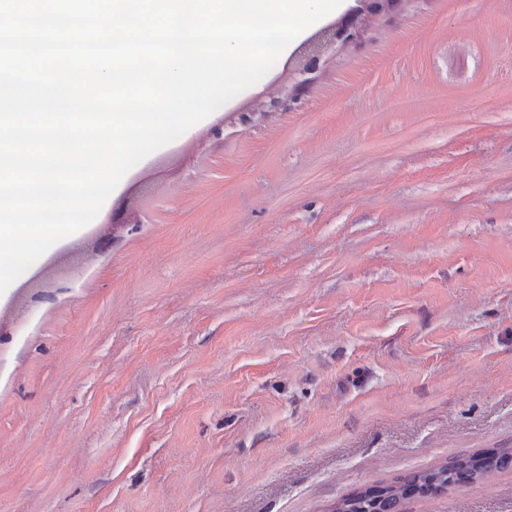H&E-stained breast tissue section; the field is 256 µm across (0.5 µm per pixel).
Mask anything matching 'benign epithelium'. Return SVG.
<instances>
[{"instance_id":"benign-epithelium-1","label":"benign epithelium","mask_w":512,"mask_h":512,"mask_svg":"<svg viewBox=\"0 0 512 512\" xmlns=\"http://www.w3.org/2000/svg\"><path fill=\"white\" fill-rule=\"evenodd\" d=\"M392 7L391 0H351V5L338 19L303 43L289 59V70L301 77L296 86L308 82V75L319 67L330 50L358 42L366 30L368 18L386 13Z\"/></svg>"}]
</instances>
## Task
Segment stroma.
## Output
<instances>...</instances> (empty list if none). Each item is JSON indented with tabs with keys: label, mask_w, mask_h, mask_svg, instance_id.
<instances>
[{
	"label": "stroma",
	"mask_w": 512,
	"mask_h": 512,
	"mask_svg": "<svg viewBox=\"0 0 512 512\" xmlns=\"http://www.w3.org/2000/svg\"><path fill=\"white\" fill-rule=\"evenodd\" d=\"M294 83L0 294V512H331L512 448V0H401ZM402 512H512V470Z\"/></svg>",
	"instance_id": "obj_1"
}]
</instances>
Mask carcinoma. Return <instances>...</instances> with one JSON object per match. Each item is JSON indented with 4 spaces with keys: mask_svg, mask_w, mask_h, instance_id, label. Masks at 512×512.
I'll return each mask as SVG.
<instances>
[{
    "mask_svg": "<svg viewBox=\"0 0 512 512\" xmlns=\"http://www.w3.org/2000/svg\"><path fill=\"white\" fill-rule=\"evenodd\" d=\"M512 467V448L460 455L448 463L408 474L385 486L368 487L343 499L333 512H401L410 497L433 498Z\"/></svg>",
    "mask_w": 512,
    "mask_h": 512,
    "instance_id": "cac0c4a2",
    "label": "carcinoma"
}]
</instances>
